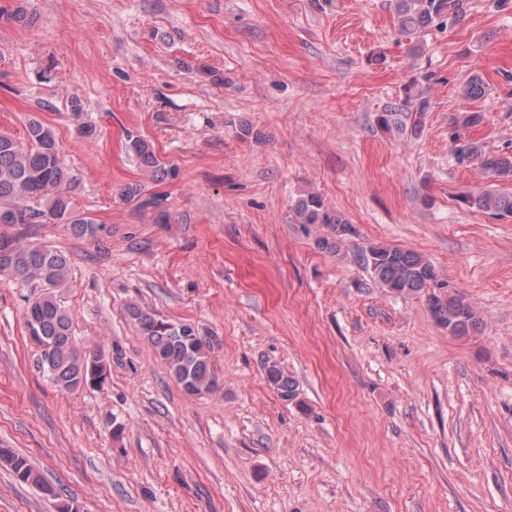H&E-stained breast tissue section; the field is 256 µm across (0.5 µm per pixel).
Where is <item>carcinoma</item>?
<instances>
[{
    "label": "carcinoma",
    "instance_id": "obj_1",
    "mask_svg": "<svg viewBox=\"0 0 512 512\" xmlns=\"http://www.w3.org/2000/svg\"><path fill=\"white\" fill-rule=\"evenodd\" d=\"M470 0H396L400 30L417 35L437 27L454 30L464 26ZM486 92L479 76L468 79L460 88V96L473 100ZM429 108L425 90L410 91L398 103L388 105L378 114L377 123L387 131L416 134L421 131ZM482 114L463 110L454 117L450 133L451 158L458 165L479 161L482 169L496 179H512V153L487 152L474 140L461 138L460 128L480 125ZM27 142L0 135V226L57 223L70 225L77 238L94 237L99 225L79 214L74 206L76 180L63 161L55 129L37 118L28 120ZM125 151L141 171L153 181L177 177L175 167L163 162L153 144L140 135L127 133ZM127 202L156 208L160 199L146 196L140 181L128 182L121 189ZM472 208L512 215V193L486 190L463 195ZM296 221L303 225H321L326 234L316 241L322 251L338 252L352 235V225L334 214L318 195L308 194L294 204ZM359 259L371 278L386 291L395 294L420 293L434 284L433 264L416 252L384 245H370L361 250ZM69 256L56 248L29 246L16 235L0 232V274L7 273L30 288L43 292L27 297V329L30 340L40 347L41 364L48 379L61 391L100 388L109 375L105 355L94 350L80 353L71 336L72 317L61 304L59 294L69 286ZM429 310L434 320L452 336H467L478 328L480 320L475 307L464 297L441 287L428 294ZM129 315L152 346L156 358L170 375L191 394L208 393L216 386L210 370V343L198 335L191 324H175L148 309L133 306ZM268 381L281 397H296L295 382L275 364L264 367ZM0 462L11 467L19 479L38 486L52 495L42 475L27 459L0 448Z\"/></svg>",
    "mask_w": 512,
    "mask_h": 512
}]
</instances>
